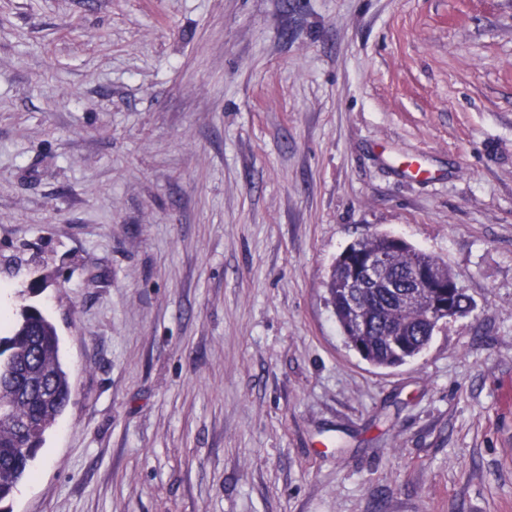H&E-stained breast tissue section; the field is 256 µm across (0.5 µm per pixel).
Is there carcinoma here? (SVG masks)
<instances>
[{
	"label": "carcinoma",
	"mask_w": 512,
	"mask_h": 512,
	"mask_svg": "<svg viewBox=\"0 0 512 512\" xmlns=\"http://www.w3.org/2000/svg\"><path fill=\"white\" fill-rule=\"evenodd\" d=\"M388 235L377 234L357 242L358 249L387 248ZM416 267L434 268L445 279L455 276L431 254L406 245L391 251L383 277L403 280ZM343 265L334 262L325 287L328 302L347 344L367 362L397 367L418 356L434 335L427 310L420 303H405L415 288L365 285L345 292L339 287ZM71 401L67 372L59 355L55 325L32 305L21 308L8 334L0 336V504L12 497L30 474L47 430Z\"/></svg>",
	"instance_id": "carcinoma-1"
}]
</instances>
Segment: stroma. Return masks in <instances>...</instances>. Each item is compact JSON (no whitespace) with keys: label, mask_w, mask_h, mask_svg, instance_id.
Wrapping results in <instances>:
<instances>
[{"label":"stroma","mask_w":512,"mask_h":512,"mask_svg":"<svg viewBox=\"0 0 512 512\" xmlns=\"http://www.w3.org/2000/svg\"><path fill=\"white\" fill-rule=\"evenodd\" d=\"M373 233L473 302L393 368L324 285ZM24 302L72 399L12 512H512V0H0Z\"/></svg>","instance_id":"obj_1"}]
</instances>
